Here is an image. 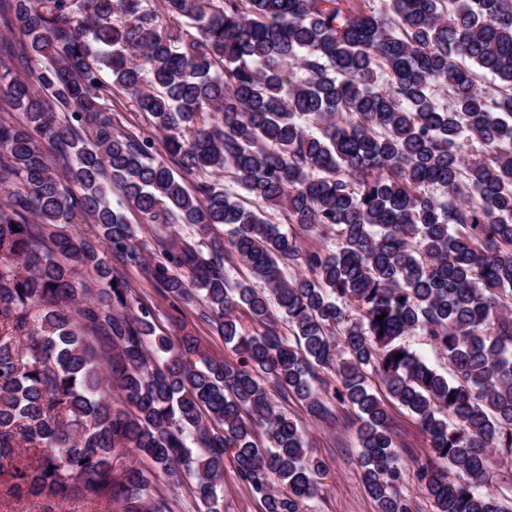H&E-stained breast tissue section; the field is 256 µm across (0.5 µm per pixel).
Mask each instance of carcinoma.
<instances>
[{
    "mask_svg": "<svg viewBox=\"0 0 512 512\" xmlns=\"http://www.w3.org/2000/svg\"><path fill=\"white\" fill-rule=\"evenodd\" d=\"M371 2L0 0L8 493L174 512L157 479L189 475L180 508L222 512L228 458L265 512H312L326 467L277 392L322 422L357 409L377 512H415L373 374L426 436L435 512H512L487 465L512 457V0ZM121 95L193 188L113 123ZM114 260L202 302L233 358L157 331ZM417 330L449 376L401 343ZM111 201L113 207L126 216L129 224L134 225L138 233L139 241L145 243L144 252L147 257H150V253L153 250V230L150 224H146L143 216L137 210L127 205L118 188L114 187L112 189Z\"/></svg>",
    "mask_w": 512,
    "mask_h": 512,
    "instance_id": "cac0c4a2",
    "label": "carcinoma"
}]
</instances>
